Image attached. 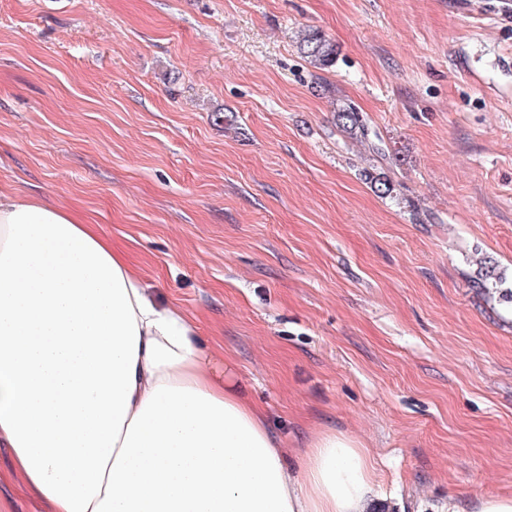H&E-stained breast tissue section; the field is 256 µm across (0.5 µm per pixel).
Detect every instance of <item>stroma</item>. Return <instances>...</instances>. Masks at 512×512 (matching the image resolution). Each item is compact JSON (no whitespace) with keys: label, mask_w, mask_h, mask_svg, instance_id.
Here are the masks:
<instances>
[{"label":"stroma","mask_w":512,"mask_h":512,"mask_svg":"<svg viewBox=\"0 0 512 512\" xmlns=\"http://www.w3.org/2000/svg\"><path fill=\"white\" fill-rule=\"evenodd\" d=\"M0 190L125 250L290 460L333 429L383 512L512 495V307L472 286L512 271V0H0ZM0 512H49L5 448ZM299 50L309 64L319 70L331 67L336 61V45L317 29H306L299 38ZM336 121L341 130L352 138L363 139L369 144V149L379 157L386 156V148L377 134L369 130L368 122L361 112L350 104L336 103ZM372 136V137H371Z\"/></svg>","instance_id":"1"}]
</instances>
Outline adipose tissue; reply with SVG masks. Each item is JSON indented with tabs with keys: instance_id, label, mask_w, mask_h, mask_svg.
<instances>
[{
	"instance_id": "ef3b65f1",
	"label": "adipose tissue",
	"mask_w": 512,
	"mask_h": 512,
	"mask_svg": "<svg viewBox=\"0 0 512 512\" xmlns=\"http://www.w3.org/2000/svg\"><path fill=\"white\" fill-rule=\"evenodd\" d=\"M0 447L52 512H372L363 443L297 470L231 363L94 225L0 192Z\"/></svg>"
}]
</instances>
